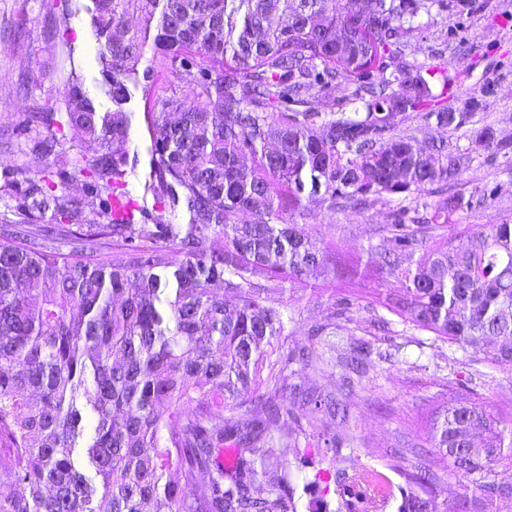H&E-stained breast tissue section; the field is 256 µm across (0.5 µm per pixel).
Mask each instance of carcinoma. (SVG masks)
I'll return each mask as SVG.
<instances>
[{"label": "carcinoma", "instance_id": "1", "mask_svg": "<svg viewBox=\"0 0 512 512\" xmlns=\"http://www.w3.org/2000/svg\"><path fill=\"white\" fill-rule=\"evenodd\" d=\"M91 3L112 107L69 73L59 108L19 113L43 168L0 186L22 215L0 225V482L19 488L0 494V512H292L277 445L300 414L280 392L314 351L286 346L267 291L341 272L306 223L311 201L325 217L387 207L391 223L375 229L388 243L386 307L473 361L512 365V224L454 245L448 217L485 208L491 192L457 190L471 150L400 129L413 112L450 132L472 117L442 104L444 52L410 58L414 22L444 0ZM157 68L170 86L156 85ZM136 85L150 104L149 179L126 213ZM316 95L334 108L313 107ZM474 143L512 167L511 139L485 126ZM367 356L356 344L343 362L362 374ZM302 402L348 421L331 394L310 388ZM428 441L463 478L454 512L512 507V479L497 471L512 469V423L450 404ZM271 467L281 484L261 480ZM404 477L398 512H443L435 476L413 464ZM348 490L359 512L391 496L357 469Z\"/></svg>", "mask_w": 512, "mask_h": 512}]
</instances>
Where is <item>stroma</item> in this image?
Instances as JSON below:
<instances>
[{"label":"stroma","instance_id":"35a3bbf8","mask_svg":"<svg viewBox=\"0 0 512 512\" xmlns=\"http://www.w3.org/2000/svg\"><path fill=\"white\" fill-rule=\"evenodd\" d=\"M88 0H0V184L13 168L41 169L35 153L21 151L16 131L23 112L46 111L58 106L68 72L81 75L84 90L98 105L107 100L101 88L97 42L86 10ZM68 11L69 29L59 33L56 19ZM422 29L412 38L417 59L431 50L446 49L453 81L448 105L462 110L465 102L478 101L470 125L494 126L498 136L512 137V0H469L465 10L422 18ZM129 108L133 113L129 143L127 189L141 198L148 172L150 132L149 101L141 88H133ZM463 175L464 182L498 187L488 207L463 216L471 225L512 223V170L503 161H488L485 150ZM384 210H346L313 231L345 260L336 283L303 285L279 282L270 291L273 301L285 304L288 346H315L320 360L310 362L292 384L283 388L284 403L294 400L293 385H318L339 393L342 371L335 361L352 344L371 347L368 370L345 400L348 410V445L328 448L312 443L314 460L334 469L330 483L316 482L315 468H291L288 491L295 512H349L344 486L353 469L379 474L392 487L405 483L403 472L418 463L438 475L432 493L438 502L454 504L459 487L448 479V459L424 453L417 461L397 458L401 447L423 445L437 411L449 400L473 402L512 418V366H491L469 361L457 345L423 330L389 312L386 291L378 285L379 254L385 244L374 227L386 223ZM350 296V312L324 319L338 297ZM389 322V333L375 335V319ZM325 324V332L309 336L311 326Z\"/></svg>","mask_w":512,"mask_h":512}]
</instances>
